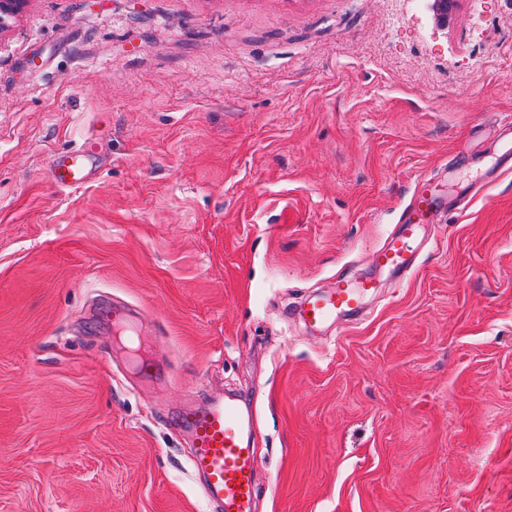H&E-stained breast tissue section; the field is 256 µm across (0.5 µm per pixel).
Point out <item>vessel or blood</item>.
<instances>
[{"label":"vessel or blood","instance_id":"b4317fda","mask_svg":"<svg viewBox=\"0 0 512 512\" xmlns=\"http://www.w3.org/2000/svg\"><path fill=\"white\" fill-rule=\"evenodd\" d=\"M501 130L499 162L476 186L482 193L491 192L502 172L512 169V116ZM102 157L100 142L90 139L53 154L45 176L58 189L79 188L95 180ZM448 208L439 176L417 178L402 223L368 257L375 276L357 281L339 276L328 288L308 295L300 305L305 325L319 331L358 314L365 298L380 286L378 273L403 281L418 266L427 232L435 230ZM176 422L189 437L193 472L217 512H254L261 492L260 459L249 443L251 420L235 399L216 396L185 405Z\"/></svg>","mask_w":512,"mask_h":512}]
</instances>
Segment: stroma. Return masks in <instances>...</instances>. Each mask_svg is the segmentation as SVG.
<instances>
[{"instance_id":"1","label":"stroma","mask_w":512,"mask_h":512,"mask_svg":"<svg viewBox=\"0 0 512 512\" xmlns=\"http://www.w3.org/2000/svg\"><path fill=\"white\" fill-rule=\"evenodd\" d=\"M512 0H15L0 17V512H212L172 425L252 403L256 512H512V174L402 284L310 337L286 309L371 274L416 178L497 159ZM109 163L62 191L51 154ZM175 372L113 368L101 304Z\"/></svg>"}]
</instances>
